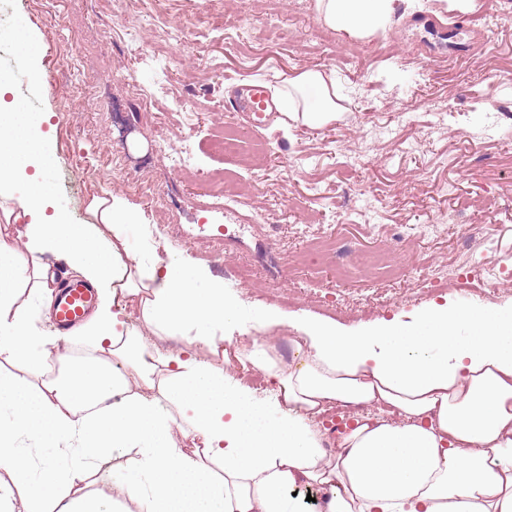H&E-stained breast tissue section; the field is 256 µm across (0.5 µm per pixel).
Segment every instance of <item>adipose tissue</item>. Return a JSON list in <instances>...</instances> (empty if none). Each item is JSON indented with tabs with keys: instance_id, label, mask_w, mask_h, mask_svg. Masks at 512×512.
Returning a JSON list of instances; mask_svg holds the SVG:
<instances>
[{
	"instance_id": "obj_1",
	"label": "adipose tissue",
	"mask_w": 512,
	"mask_h": 512,
	"mask_svg": "<svg viewBox=\"0 0 512 512\" xmlns=\"http://www.w3.org/2000/svg\"><path fill=\"white\" fill-rule=\"evenodd\" d=\"M316 8L329 28L362 39L386 29L395 0ZM311 88L317 105L301 106ZM273 96L310 126L338 110L336 80L318 70L284 78ZM0 120L11 126L0 136V198L24 218L27 238L21 251L0 232V358L14 366L0 371V512L18 497L29 512H125L88 489L105 463L137 512H298L289 492L302 486L321 491L319 512H512V310L448 299L359 331L298 324L286 355L264 338L227 347L225 325L268 330L278 315L243 309L186 259L132 254L134 214L122 198L94 199L95 223H70L47 181L43 115L0 101ZM46 254L96 288L97 309L76 334L124 371L69 365L44 380L61 338L40 334L18 298L33 282L52 302ZM119 293L153 335L181 337L182 351L125 331ZM200 343L221 364L200 360ZM234 361L261 371L272 397L229 380ZM336 405L380 417L332 438L317 419Z\"/></svg>"
}]
</instances>
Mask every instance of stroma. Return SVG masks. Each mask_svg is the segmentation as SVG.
Instances as JSON below:
<instances>
[{
  "mask_svg": "<svg viewBox=\"0 0 512 512\" xmlns=\"http://www.w3.org/2000/svg\"><path fill=\"white\" fill-rule=\"evenodd\" d=\"M7 0L0 26L37 40L38 92L25 111L49 113L50 181L76 224L92 197L112 194L136 214L134 253H176L223 279L243 308L276 311L272 336L288 353L295 326L331 320L356 329L451 295L461 305L512 307V18L471 0H397L389 27L356 39L327 27L316 0ZM207 22H199V15ZM453 18L479 50L448 63L421 55L432 22ZM140 23L138 40L125 24ZM312 69L336 75L334 121L309 128L285 113L234 116L230 80L279 85ZM414 81L403 86L389 72ZM110 81H100L102 73ZM244 130L220 152L228 124ZM189 143L191 169H170ZM147 168L152 200L119 176L125 156ZM208 173L249 188L263 223H235L218 208ZM332 231L334 251L314 238ZM387 252L404 269L383 278L365 256ZM447 274L446 293L411 271ZM484 271L487 283L457 274Z\"/></svg>",
  "mask_w": 512,
  "mask_h": 512,
  "instance_id": "obj_1",
  "label": "stroma"
}]
</instances>
